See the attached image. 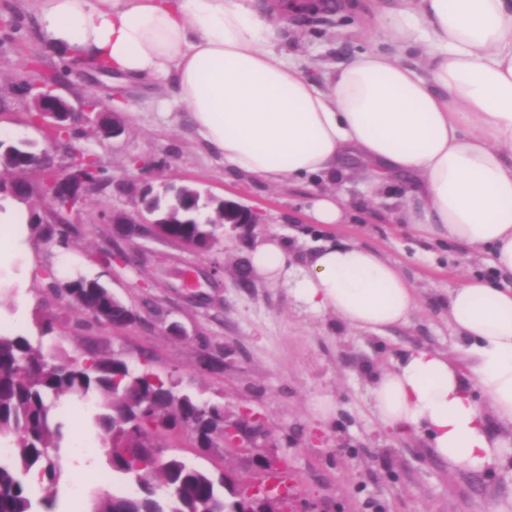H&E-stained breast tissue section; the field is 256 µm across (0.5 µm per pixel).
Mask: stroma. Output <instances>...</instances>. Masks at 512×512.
<instances>
[{"label":"stroma","mask_w":512,"mask_h":512,"mask_svg":"<svg viewBox=\"0 0 512 512\" xmlns=\"http://www.w3.org/2000/svg\"><path fill=\"white\" fill-rule=\"evenodd\" d=\"M341 2L334 14L293 17L279 26L276 52L317 76L373 48L425 66L418 45L400 48L387 36L390 0ZM1 18L0 134L53 159L51 167L27 175L32 191L21 204L31 223L49 222L39 186L65 168L71 152L96 156L112 183L86 195L70 213L68 245L30 234V257L15 268L18 287L0 288V328L71 360L84 359L92 348L102 355L124 353L132 365L173 379L179 391L223 407L230 421L247 410L256 413L264 432L246 451L220 443L197 447L182 428L158 431L155 440L164 455L231 475L244 489L264 479L256 457L286 459L297 512H484L489 500L512 497L511 469L450 470L430 453L422 434H392L374 410V377L408 349L455 354L447 294L465 277L488 276L481 254L418 232L406 220L416 199L395 181L371 190L367 167L358 159L346 161L330 179L289 178L271 186L240 174L199 138L164 79L117 81L94 74L51 47L29 0H0ZM52 76L57 93L74 108L92 96L120 99L124 133L106 137L90 121L79 125L69 143L49 145L29 115L34 94ZM146 163L160 181L260 210L263 223L247 236L226 230L207 252L148 231L121 236L101 215L138 209L137 174ZM324 191L344 197L345 223H314L311 201ZM273 234L301 240L306 249L355 240L376 250L413 285L418 311L406 324L385 330L352 329L332 313L307 310L284 283L256 276L250 287H238L236 263L249 260L258 242ZM116 244L129 264L100 263L99 251ZM45 269L62 282L82 277L105 284L137 312V321L123 328H79L74 308L39 279ZM173 323L181 335L169 333ZM92 408L63 398L65 429L55 474L31 482L34 497L55 494L58 512H86L97 496L130 487L107 461L90 422Z\"/></svg>","instance_id":"35a3bbf8"}]
</instances>
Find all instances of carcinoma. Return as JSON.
Returning a JSON list of instances; mask_svg holds the SVG:
<instances>
[{
    "label": "carcinoma",
    "instance_id": "1",
    "mask_svg": "<svg viewBox=\"0 0 512 512\" xmlns=\"http://www.w3.org/2000/svg\"><path fill=\"white\" fill-rule=\"evenodd\" d=\"M12 168L32 166L37 154L21 142L7 148ZM195 189L171 186L166 196L150 192L141 196L144 208L171 220L159 225L170 241L183 242L201 251L215 241L214 224H196L193 217L201 209ZM68 224H41V236L51 241L65 239ZM69 294L79 300V324L128 325L129 308L95 280L79 278L67 284ZM72 395L95 399L93 414L109 464L137 486L131 493L102 495L90 512H238L240 496L224 486V476H215L191 466L177 456L143 466L130 449L140 446V438L159 427L194 425L199 448H211L216 440L231 445L224 427V408L212 405L203 410L188 396H178L173 386L146 366L134 367L123 356H103L95 351L80 362L51 361L44 352L21 334L0 336V441L6 445L0 458V512H36L29 476L36 467L54 474L52 451L63 437L62 423L56 420L57 401ZM168 484L176 493L157 495L153 482Z\"/></svg>",
    "mask_w": 512,
    "mask_h": 512
}]
</instances>
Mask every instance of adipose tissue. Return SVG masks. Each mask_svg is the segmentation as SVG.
I'll list each match as a JSON object with an SVG mask.
<instances>
[{
  "label": "adipose tissue",
  "instance_id": "adipose-tissue-1",
  "mask_svg": "<svg viewBox=\"0 0 512 512\" xmlns=\"http://www.w3.org/2000/svg\"><path fill=\"white\" fill-rule=\"evenodd\" d=\"M49 41L108 62L123 80L166 77L200 137L269 183L331 178L355 157L371 185L403 177L421 201L411 224L482 250L493 277L448 294L458 359L408 351L372 387L380 423L424 434L449 468L512 467V0H395L387 32L420 43L425 71L375 51L317 79L272 48L248 0H31ZM255 274L288 284L351 328L404 324L411 283L357 241L300 262L277 236Z\"/></svg>",
  "mask_w": 512,
  "mask_h": 512
}]
</instances>
